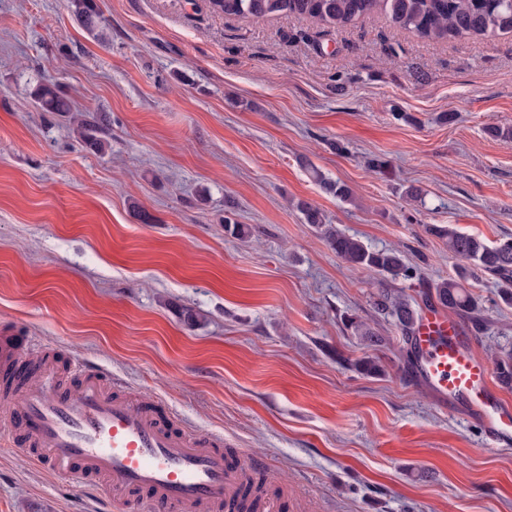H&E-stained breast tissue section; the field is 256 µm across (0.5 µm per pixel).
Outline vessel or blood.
Instances as JSON below:
<instances>
[{"mask_svg":"<svg viewBox=\"0 0 512 512\" xmlns=\"http://www.w3.org/2000/svg\"><path fill=\"white\" fill-rule=\"evenodd\" d=\"M410 369L442 401L463 407L490 446L512 447V401L492 382L460 320L427 306L411 338ZM76 393L61 392L52 368L34 367L40 385L7 399L0 422L20 428L38 458L76 484L153 512H221L236 502L247 469L230 471L222 440L187 434L152 407L113 398L101 371L73 363Z\"/></svg>","mask_w":512,"mask_h":512,"instance_id":"1","label":"vessel or blood"}]
</instances>
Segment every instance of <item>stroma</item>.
<instances>
[{
	"mask_svg": "<svg viewBox=\"0 0 512 512\" xmlns=\"http://www.w3.org/2000/svg\"><path fill=\"white\" fill-rule=\"evenodd\" d=\"M97 3L101 41L64 0H0V336L222 436L230 466L246 451L274 512H512V449L487 447L409 374L372 305L383 286L421 305L452 274L427 225L512 238V138L486 132L512 128V34L432 42L382 15L324 28L246 22L208 0ZM41 80L105 115L111 150L38 111ZM300 200L403 251L416 277L350 266ZM228 216L254 234L227 236ZM472 291L488 360L512 347V307L492 283ZM347 314L386 345L353 336ZM377 352L382 375L353 369ZM16 439L0 426V512H144L54 475Z\"/></svg>",
	"mask_w": 512,
	"mask_h": 512,
	"instance_id": "35a3bbf8",
	"label": "stroma"
}]
</instances>
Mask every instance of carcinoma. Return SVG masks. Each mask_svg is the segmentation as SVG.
Masks as SVG:
<instances>
[{"instance_id":"obj_1","label":"carcinoma","mask_w":512,"mask_h":512,"mask_svg":"<svg viewBox=\"0 0 512 512\" xmlns=\"http://www.w3.org/2000/svg\"><path fill=\"white\" fill-rule=\"evenodd\" d=\"M212 8L226 16L246 21L261 20L272 15L302 18L313 24L340 28L356 21L381 14L395 26L428 41L461 37L491 38L512 33V0H211ZM70 12L92 34L104 35L106 27L96 0H66ZM36 107L42 112L71 111L68 100L53 83H41L33 91ZM81 141L99 153L109 148V140L98 115L85 114L80 122ZM314 181L321 189L347 201L350 189L317 170ZM306 223L326 239L336 256L346 263L377 272L393 280L411 279L416 269L407 265L399 251L375 250L361 240L324 223L322 212L307 202L298 203ZM426 231L445 241L448 253L458 263L454 274L443 278L426 292L425 298L460 316L466 317L476 330L483 328L482 304L466 284L492 279L501 302L512 306V239L489 245L483 239L462 233L451 226L431 224ZM375 312L393 321L405 338H410L418 317V309L390 288L378 290ZM345 326L370 345L383 346L386 339L370 324L350 315ZM363 376H376L385 371L378 357H364L354 364ZM498 382L512 388V349L503 348L494 356Z\"/></svg>"}]
</instances>
